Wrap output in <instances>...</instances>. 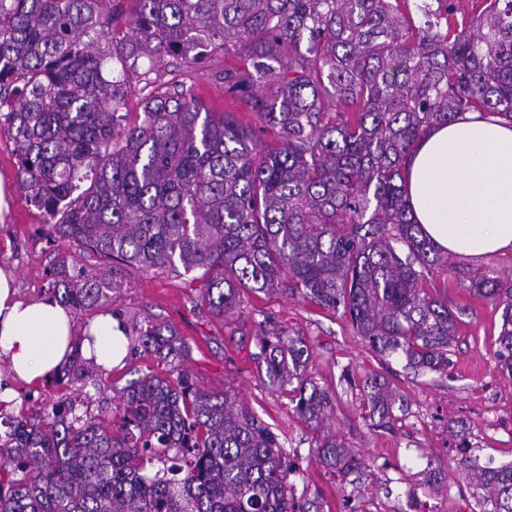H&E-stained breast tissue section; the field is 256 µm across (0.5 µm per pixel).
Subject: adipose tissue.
Here are the masks:
<instances>
[{
  "mask_svg": "<svg viewBox=\"0 0 512 512\" xmlns=\"http://www.w3.org/2000/svg\"><path fill=\"white\" fill-rule=\"evenodd\" d=\"M406 198L422 234L441 252L478 259L512 251V122L465 112L427 132L412 153ZM11 271L0 269V402L13 380L52 376L71 351L69 314L53 301L21 300ZM82 347L104 369L119 365L126 338L112 315L96 317Z\"/></svg>",
  "mask_w": 512,
  "mask_h": 512,
  "instance_id": "ef3b65f1",
  "label": "adipose tissue"
}]
</instances>
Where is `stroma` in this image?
I'll use <instances>...</instances> for the list:
<instances>
[{
  "label": "stroma",
  "instance_id": "1",
  "mask_svg": "<svg viewBox=\"0 0 512 512\" xmlns=\"http://www.w3.org/2000/svg\"><path fill=\"white\" fill-rule=\"evenodd\" d=\"M240 63L239 57L220 51L196 66L169 58L160 66L156 84L165 90L194 88L215 111L236 113L243 124L254 126V112L210 78L224 66ZM0 181L10 190L8 208L0 212V268L14 273L21 299L53 300L51 284L60 259H67L73 273L108 270L109 261L46 235L44 217L20 187L13 142L1 130ZM485 270L512 276V252L480 259L449 256L447 269L434 271L424 282L429 293L447 299L457 317L443 374L407 368L398 356H378L340 313L283 291L243 292L239 308L214 316L192 304L203 280L168 267L147 273L124 267L119 294L102 302L100 309L73 308L69 314L78 332L98 314L112 311L174 327L190 347L182 371L197 387L228 392L263 419L284 448L296 452L303 471L296 486L320 493L323 512H404L401 503L411 495L426 512H472V491L456 468L460 459L512 463V379L502 374L496 356L502 309L468 289L470 276ZM262 328L306 338L311 346L307 373L333 398L332 429L347 447L364 454L369 477H344L314 461L311 450L319 434L297 416L290 394L270 390L258 375L252 355ZM171 370V363L139 353L123 365L98 369L63 386L47 380L37 385L18 382L7 412L28 415L41 402L70 396L96 415L139 375L165 377ZM374 374L387 379L405 399L386 427L371 420L364 401L365 382Z\"/></svg>",
  "mask_w": 512,
  "mask_h": 512
}]
</instances>
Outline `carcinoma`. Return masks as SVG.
I'll return each mask as SVG.
<instances>
[{
  "mask_svg": "<svg viewBox=\"0 0 512 512\" xmlns=\"http://www.w3.org/2000/svg\"><path fill=\"white\" fill-rule=\"evenodd\" d=\"M113 0H0V130L49 237L115 262L112 278L68 273L53 294L89 308L118 292L117 267L212 273L207 311L236 309L244 290L284 288L343 310L383 357L448 370L456 316L423 288L448 257L421 236L404 197L406 161L430 127L462 112L512 120V0H472L458 21L437 0H131L128 29ZM215 50L243 66L213 75L271 145L191 89L161 92L149 75L167 57L198 64ZM148 93L122 111L139 61ZM503 307L501 372L512 376V279L469 277ZM132 350L181 360L175 329L129 320ZM77 338L54 377H85ZM258 367L306 422L326 431L319 463L362 472L330 431L332 397L306 374L299 335L262 330ZM370 415L400 396L373 380ZM0 512H321L296 495L278 435L227 393L145 374L101 418L73 403L30 416L0 410ZM473 512H512V463L471 466Z\"/></svg>",
  "mask_w": 512,
  "mask_h": 512,
  "instance_id": "carcinoma-1",
  "label": "carcinoma"
}]
</instances>
